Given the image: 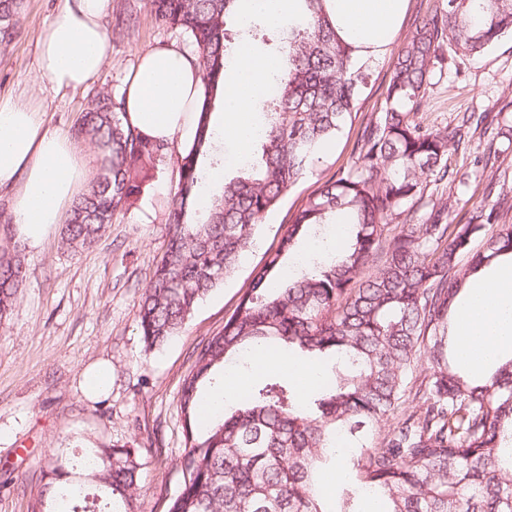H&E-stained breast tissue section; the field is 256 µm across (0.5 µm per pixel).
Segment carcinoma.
<instances>
[{
	"label": "carcinoma",
	"instance_id": "obj_1",
	"mask_svg": "<svg viewBox=\"0 0 512 512\" xmlns=\"http://www.w3.org/2000/svg\"><path fill=\"white\" fill-rule=\"evenodd\" d=\"M236 2L146 0L156 20L190 41L202 80L196 140L178 157L166 246L140 300L150 350L177 335L235 272L286 192L358 114L375 60L338 37L325 0H299L302 19L286 30L252 23L254 40L280 43L282 65L261 101L266 122L249 157L202 207L205 165L220 163L211 117ZM22 10L23 0H0V52L13 43ZM506 33L512 0H444L400 46L385 105L367 122L353 165L307 199L235 314L194 351L180 393L181 484L167 512H358L369 496L386 500L385 512H512V358L472 379L450 352L453 308L469 277L512 255V187L489 181L483 200L454 222L455 184L464 180L448 170V154L488 129L489 114L470 112L435 131L412 118L446 49L481 54ZM123 114V96L102 90L71 129L103 160L61 228L70 249L92 245L168 158L169 144L124 125ZM430 177L448 183V200L391 232ZM339 222L343 241L276 279L303 240ZM25 279L24 248L1 251L0 322ZM251 350H296L316 367L330 359L332 376L302 398L273 369L239 404L203 414L205 392ZM423 359L429 371L419 377ZM140 470L137 448L104 445L77 456L50 448L32 512H78L90 498L101 512H137Z\"/></svg>",
	"mask_w": 512,
	"mask_h": 512
}]
</instances>
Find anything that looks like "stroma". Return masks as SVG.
<instances>
[{"label":"stroma","instance_id":"35a3bbf8","mask_svg":"<svg viewBox=\"0 0 512 512\" xmlns=\"http://www.w3.org/2000/svg\"><path fill=\"white\" fill-rule=\"evenodd\" d=\"M63 3L24 0L19 35L0 53V98L27 99L49 130L70 134L93 95L103 89L121 92L139 53L162 45L191 49L182 35L155 21L144 0H110V12L136 14L135 26L111 31L112 55L91 84L54 87L37 74L39 36ZM441 4L408 0L399 30L372 67L356 118L322 151L306 178L288 190L236 272L200 303L165 346L146 348L138 326L139 302L166 239L163 204L176 182L177 152H170L141 199L117 212L91 247H61L55 232L26 247V279L9 317L0 322V512H31L46 449L71 453L102 445L140 449L139 512H166L181 484L179 397L194 350L236 310L252 271L262 265L267 250L277 247L292 214L338 169L352 165L366 123L384 105L398 48ZM465 112H485L512 125V35L480 55L446 52L413 118L436 130ZM495 134L488 129L468 149L448 156L450 170L469 176L456 197L457 216L484 195L487 177L473 160L489 151ZM102 366L111 370V384L90 393L84 376Z\"/></svg>","mask_w":512,"mask_h":512}]
</instances>
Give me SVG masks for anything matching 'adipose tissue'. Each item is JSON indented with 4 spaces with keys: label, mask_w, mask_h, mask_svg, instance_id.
<instances>
[{
    "label": "adipose tissue",
    "mask_w": 512,
    "mask_h": 512,
    "mask_svg": "<svg viewBox=\"0 0 512 512\" xmlns=\"http://www.w3.org/2000/svg\"><path fill=\"white\" fill-rule=\"evenodd\" d=\"M242 23L264 20L288 26L299 20L297 0H242ZM407 0H326L338 34L363 47L388 41ZM109 0H65L40 35L38 73L59 88L95 79L111 51L103 26ZM276 57L240 45L237 63L224 72L223 120L219 130L236 147L248 148L255 105ZM201 76L187 53L172 48L146 51L126 78L125 120L178 151L196 135ZM89 178L88 163L71 140L49 131L27 103L0 98V189L14 191L17 236L40 244L62 224ZM458 357L469 368L487 367L512 350V259L501 257L477 272L452 315Z\"/></svg>",
    "instance_id": "ef3b65f1"
}]
</instances>
